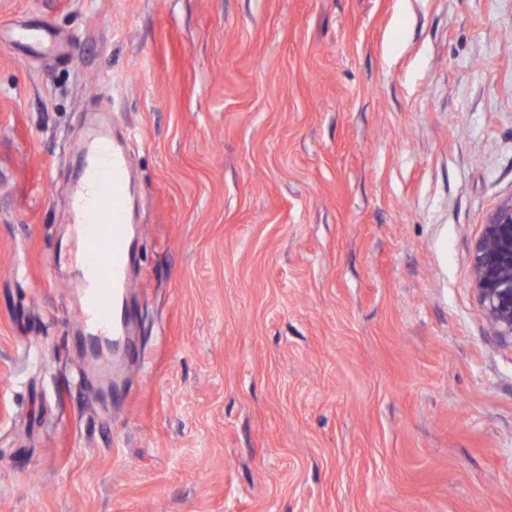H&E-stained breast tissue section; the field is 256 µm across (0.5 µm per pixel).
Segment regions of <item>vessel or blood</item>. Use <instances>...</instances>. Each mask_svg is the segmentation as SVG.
I'll return each mask as SVG.
<instances>
[{"label": "vessel or blood", "mask_w": 512, "mask_h": 512, "mask_svg": "<svg viewBox=\"0 0 512 512\" xmlns=\"http://www.w3.org/2000/svg\"><path fill=\"white\" fill-rule=\"evenodd\" d=\"M18 40L56 50L49 26L20 29ZM80 167L64 188L80 255L75 285L80 293L79 324L92 353L98 389L119 395L134 350V316L129 304L131 270L139 245L130 197L135 188L127 140L117 134L108 112L85 115L76 146Z\"/></svg>", "instance_id": "1"}]
</instances>
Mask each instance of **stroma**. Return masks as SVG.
I'll return each instance as SVG.
<instances>
[{
	"label": "stroma",
	"instance_id": "stroma-1",
	"mask_svg": "<svg viewBox=\"0 0 512 512\" xmlns=\"http://www.w3.org/2000/svg\"><path fill=\"white\" fill-rule=\"evenodd\" d=\"M96 109L141 186L120 402L45 264ZM511 196L512 0H0V512H512L470 266ZM50 30L51 28L47 24L43 25L41 29H19L16 31V37L20 41L36 42L45 51H56L57 44L54 42Z\"/></svg>",
	"mask_w": 512,
	"mask_h": 512
}]
</instances>
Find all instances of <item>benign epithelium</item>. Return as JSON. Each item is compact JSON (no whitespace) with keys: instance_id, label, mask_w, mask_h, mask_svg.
Returning a JSON list of instances; mask_svg holds the SVG:
<instances>
[{"instance_id":"obj_1","label":"benign epithelium","mask_w":512,"mask_h":512,"mask_svg":"<svg viewBox=\"0 0 512 512\" xmlns=\"http://www.w3.org/2000/svg\"><path fill=\"white\" fill-rule=\"evenodd\" d=\"M471 267L490 328L512 346V197L500 203L482 225Z\"/></svg>"}]
</instances>
